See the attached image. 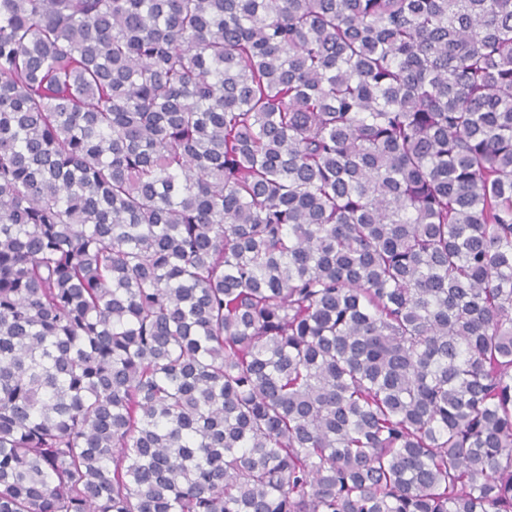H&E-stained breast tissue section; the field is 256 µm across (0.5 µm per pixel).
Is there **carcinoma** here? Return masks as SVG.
<instances>
[{"mask_svg":"<svg viewBox=\"0 0 512 512\" xmlns=\"http://www.w3.org/2000/svg\"><path fill=\"white\" fill-rule=\"evenodd\" d=\"M0 512H512V0H0Z\"/></svg>","mask_w":512,"mask_h":512,"instance_id":"carcinoma-1","label":"carcinoma"}]
</instances>
